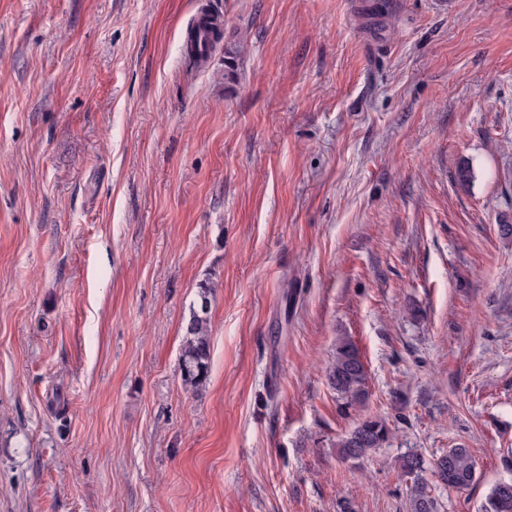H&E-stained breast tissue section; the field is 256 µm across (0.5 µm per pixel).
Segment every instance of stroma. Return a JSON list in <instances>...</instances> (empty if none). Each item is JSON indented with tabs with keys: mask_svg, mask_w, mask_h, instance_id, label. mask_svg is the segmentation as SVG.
<instances>
[{
	"mask_svg": "<svg viewBox=\"0 0 512 512\" xmlns=\"http://www.w3.org/2000/svg\"><path fill=\"white\" fill-rule=\"evenodd\" d=\"M205 8L232 79L185 61ZM504 224L512 0H0V512H407L398 458L458 445L476 481L432 494L479 512L512 476ZM199 295L207 305L191 310L186 327V336L181 349V376L184 384L193 388L200 387L207 379L210 365V330L208 317V296L213 282L200 285ZM367 369L355 344L346 336L336 340L333 359L328 367V381L348 406L365 403ZM388 435L389 429L383 421L366 418L340 441V453L346 460H359L381 448Z\"/></svg>",
	"mask_w": 512,
	"mask_h": 512,
	"instance_id": "35a3bbf8",
	"label": "stroma"
}]
</instances>
